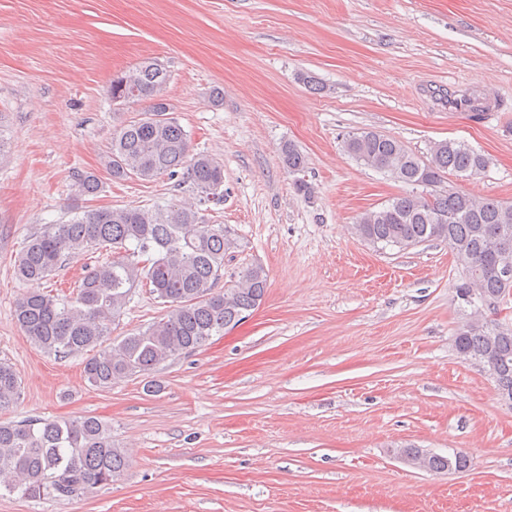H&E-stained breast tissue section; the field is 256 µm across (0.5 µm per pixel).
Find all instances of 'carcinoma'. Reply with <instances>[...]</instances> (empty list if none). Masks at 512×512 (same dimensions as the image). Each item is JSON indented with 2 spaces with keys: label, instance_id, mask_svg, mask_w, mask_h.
<instances>
[{
  "label": "carcinoma",
  "instance_id": "cac0c4a2",
  "mask_svg": "<svg viewBox=\"0 0 512 512\" xmlns=\"http://www.w3.org/2000/svg\"><path fill=\"white\" fill-rule=\"evenodd\" d=\"M169 82V71L155 59L112 78L107 93L113 104L145 107L115 130L103 166L118 181L178 177L196 189L197 201L85 209L64 224H45L31 234L13 268L18 280L40 283L77 254L112 249V258L92 267L72 295L30 291L15 307L16 320L34 348L83 357L85 379L100 390L148 376L176 355L224 335L258 308L266 293L267 274L260 265L244 268L234 287L217 288L224 256L238 248L239 237L226 224L207 223L200 206L222 201L224 165L192 153L190 135L169 115ZM344 148L362 165L411 187L362 213L352 226L359 238L400 250L443 242L464 269L459 300L474 305V291L500 306L512 299V281L505 283L500 276L503 264L512 265V248H499L505 239L512 243V203L442 187L450 171L463 177L484 172L482 154L462 141L445 139L433 143L422 158L373 130L348 136ZM281 160L290 173L305 171L306 157L291 142L283 144ZM74 181L81 196H95L102 188L92 172H78ZM138 283L151 287L166 314L117 344L107 342ZM454 346L466 359L490 366L498 396L512 405V328L468 320L456 328ZM19 394L12 366L0 361V412L13 407ZM399 453L410 463L423 459L424 470L435 473L466 470L471 464L462 451L443 456L406 445ZM127 466V453L112 442L111 428L95 417L0 422V491L24 498H70L112 483Z\"/></svg>",
  "mask_w": 512,
  "mask_h": 512
}]
</instances>
